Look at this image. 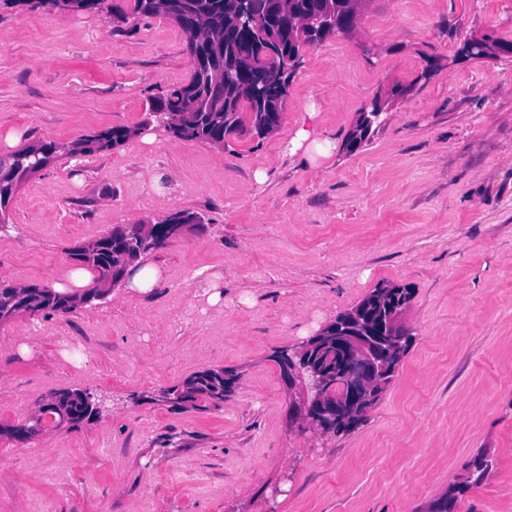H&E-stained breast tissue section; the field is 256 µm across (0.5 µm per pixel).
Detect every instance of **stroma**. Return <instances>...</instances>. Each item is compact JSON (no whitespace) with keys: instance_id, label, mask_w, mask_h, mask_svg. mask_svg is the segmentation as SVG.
<instances>
[{"instance_id":"35a3bbf8","label":"stroma","mask_w":512,"mask_h":512,"mask_svg":"<svg viewBox=\"0 0 512 512\" xmlns=\"http://www.w3.org/2000/svg\"><path fill=\"white\" fill-rule=\"evenodd\" d=\"M109 7L0 0V140L154 125L151 101L192 76L187 38ZM470 39L512 42V0H364L350 34L302 47L265 138L161 128L60 156L18 190L0 233V282L16 286L65 281L71 248L114 226L205 222L152 253V296L122 283L0 324L1 423L64 389L107 399L80 427L0 436V512H429L452 489L454 512H512V54L464 56ZM376 100L380 125L347 152ZM309 106L337 143L316 166L282 152ZM205 266L229 305L208 304ZM384 283L412 294L394 379L354 430L303 426L275 355ZM217 367L238 376L221 409L159 400ZM481 452L489 474L467 486ZM105 0H39L42 7L52 10L93 11L99 9Z\"/></svg>"}]
</instances>
